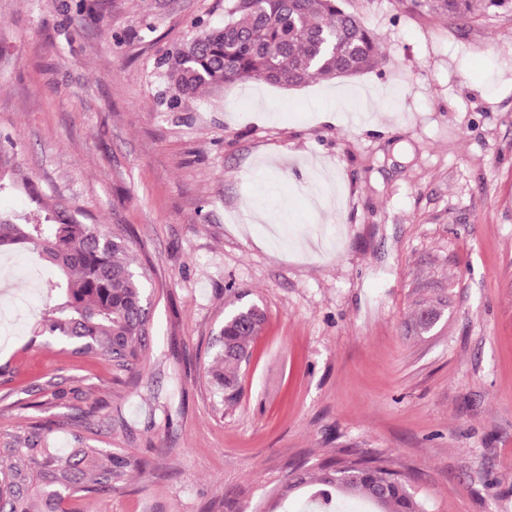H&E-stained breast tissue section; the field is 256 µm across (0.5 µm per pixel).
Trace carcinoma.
Returning a JSON list of instances; mask_svg holds the SVG:
<instances>
[{
    "label": "carcinoma",
    "instance_id": "carcinoma-1",
    "mask_svg": "<svg viewBox=\"0 0 512 512\" xmlns=\"http://www.w3.org/2000/svg\"><path fill=\"white\" fill-rule=\"evenodd\" d=\"M224 25L204 27L177 44L160 61L167 105L222 88L261 80L297 87L312 81L354 77L377 66L375 32L345 0H226ZM412 11L427 10L456 25H468L498 11H512V0H400ZM18 187L12 155L0 149V191ZM32 207L0 213V246L22 245L57 269L48 281L45 309L36 336L46 346L68 347L74 355L92 354L127 370L146 351L148 310L143 278L128 261L125 225L104 231L77 218L78 208L64 198L46 202L28 188ZM258 306L243 305L224 317L213 338L209 369L213 398L233 406L238 378L250 362L251 345L265 317ZM51 424L17 435L0 448V512H64L61 503L82 491L112 488L122 459L83 442L60 452L48 446ZM308 512H344L360 500L372 512H428L408 479L383 461L352 459L322 467L303 478Z\"/></svg>",
    "mask_w": 512,
    "mask_h": 512
}]
</instances>
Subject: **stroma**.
Listing matches in <instances>:
<instances>
[{"label":"stroma","mask_w":512,"mask_h":512,"mask_svg":"<svg viewBox=\"0 0 512 512\" xmlns=\"http://www.w3.org/2000/svg\"><path fill=\"white\" fill-rule=\"evenodd\" d=\"M345 7L373 70L172 110L157 62L224 0H0L17 179L126 225L148 270L147 350L120 371L35 343L44 295L0 269V447L51 420L52 447L126 460L70 512H303L278 497L292 472L354 455L431 512H512V13ZM249 304L265 324L224 411L211 342Z\"/></svg>","instance_id":"obj_1"}]
</instances>
